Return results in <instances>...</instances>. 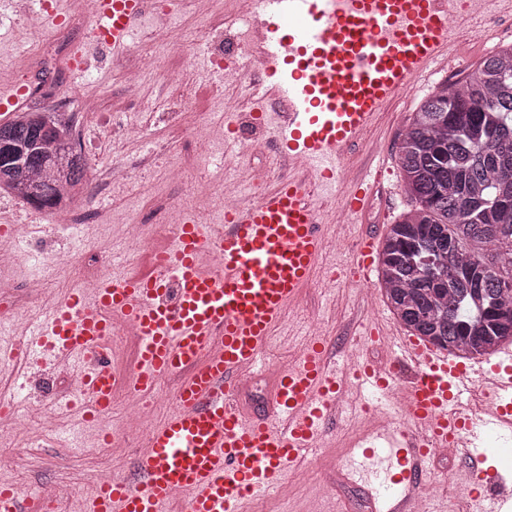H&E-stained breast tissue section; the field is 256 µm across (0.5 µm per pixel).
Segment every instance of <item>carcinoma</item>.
Masks as SVG:
<instances>
[{"instance_id":"carcinoma-1","label":"carcinoma","mask_w":512,"mask_h":512,"mask_svg":"<svg viewBox=\"0 0 512 512\" xmlns=\"http://www.w3.org/2000/svg\"><path fill=\"white\" fill-rule=\"evenodd\" d=\"M61 124L27 109L0 125V188L51 213L89 169ZM397 162L412 208L378 253L390 311L450 355L485 356L512 342V45L421 102Z\"/></svg>"}]
</instances>
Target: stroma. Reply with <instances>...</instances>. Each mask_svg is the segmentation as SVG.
Returning a JSON list of instances; mask_svg holds the SVG:
<instances>
[{
	"instance_id": "1",
	"label": "stroma",
	"mask_w": 512,
	"mask_h": 512,
	"mask_svg": "<svg viewBox=\"0 0 512 512\" xmlns=\"http://www.w3.org/2000/svg\"><path fill=\"white\" fill-rule=\"evenodd\" d=\"M77 0H61L48 4L44 32L23 43L15 36L17 21L7 0H0V87L11 83L21 86L41 85L43 95L37 107L70 117L80 128L79 136L91 162L90 183H97L104 172L115 164L130 168L126 183L108 187L99 205L78 203L72 224L57 227L53 214L34 209L26 202L0 191V225L26 224L34 236L40 237L43 252H29V239L17 238L15 264L0 267V328L10 329L16 309H23L28 319L41 316L43 298L29 292V280L38 275L48 277L52 290L77 287L89 265H102L106 271L119 272L132 267L150 271L148 254L132 259L124 250L126 227L138 224L149 247H161L168 241L169 226L177 216L188 185L204 183L210 178L232 176L242 166H270L273 148L269 133L250 130L249 134L228 141L216 137L208 154L194 155L195 134L224 125L225 103L235 104L239 113L251 112L255 95L247 81H221L210 76L211 56L223 51L226 44L240 41L247 24L233 14V0H153L152 9L134 33L126 53L112 55L85 52L88 34L76 23ZM71 20L70 49L49 63H33L26 71L15 69V57L43 49L49 32L56 27L57 15ZM168 23L164 43L148 39L154 20ZM495 39L485 37L484 29L461 35L456 44L452 66H440L423 77L402 98L391 103L377 123L351 146L343 161V186H350L366 169L384 164L382 186L373 197L362 223L353 225L354 235L384 238L390 224L408 209L411 202L397 163V143L410 118L426 96L442 82L458 78L466 67L499 49L512 45V24L495 27ZM140 52L157 57L159 68L143 83L136 97L124 92L123 73L129 66V55ZM86 54L83 71L73 65L79 54ZM186 72L185 90L170 87L168 70ZM90 83L99 97L97 111L80 109L78 88ZM146 119L147 125L138 136L122 131L119 119ZM186 165L184 182L165 178L168 165ZM71 253L74 264L61 275H52L50 255ZM394 323L395 318L384 302L378 279L351 281L328 292L315 286L304 288L292 318L294 328L308 331L312 322L322 324V335L329 338L333 351L357 350L364 333L376 321ZM63 369L47 370L41 381L19 387L14 381L13 366L0 370V396L14 402L24 423L19 426L16 441L8 448L0 447V482L15 485L29 499H36L40 486L64 482L75 486L68 512H84L86 496L97 478H107L122 471L134 470L138 454L133 441L136 425L126 419L123 407L106 416L103 426L83 425L76 416L49 418L39 424L29 418L30 412L51 410L55 395L66 392ZM116 430L130 437L132 444L116 449L101 446L98 429ZM365 428L361 420L341 416L329 427L326 440L335 449L333 466H325L317 454L297 464L286 475L277 495L262 501H250L245 512H308L310 499L329 477H337L338 488L325 506V512H371V499L381 493L379 484L353 482L344 464L346 450L353 440L362 438ZM423 476L440 483L437 502L445 512H453L458 501L480 490L479 481L467 478L460 458L430 459Z\"/></svg>"
}]
</instances>
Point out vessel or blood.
<instances>
[{
  "label": "vessel or blood",
  "mask_w": 512,
  "mask_h": 512,
  "mask_svg": "<svg viewBox=\"0 0 512 512\" xmlns=\"http://www.w3.org/2000/svg\"><path fill=\"white\" fill-rule=\"evenodd\" d=\"M251 12L277 110L255 108L248 121L273 125L278 158L304 160L305 175L259 190L223 224L184 219L152 272L110 273L93 291L68 292L26 341L0 342V364L72 366L80 391L54 403L89 422L111 413L119 394L147 397L164 378L180 376L134 474L98 483L87 512H240L245 501L276 491L316 447L339 395L379 401L399 389L410 426L388 420L374 429L351 460L352 477L369 483L397 474L386 512H414L421 460L449 446L481 478L471 512H512V482L486 468L484 451L489 437L512 438L511 350L493 364L466 363L377 325L366 334L390 344L386 366L352 368L332 360L325 337L308 336L276 371L263 410L239 398L242 371L260 367L301 290L323 270L329 227L316 193L334 191L346 151L389 104L452 61L471 13L461 0H251ZM147 13L148 0H101L91 46L121 52ZM378 182L369 172L343 190L349 223L362 220ZM374 247L368 235L355 244L351 264L361 280L372 271ZM117 319L135 328L137 364L127 371L112 345ZM475 397L483 407L474 423L461 406ZM60 503L41 494L29 504L0 482V512H60Z\"/></svg>",
  "instance_id": "b4317fda"
}]
</instances>
